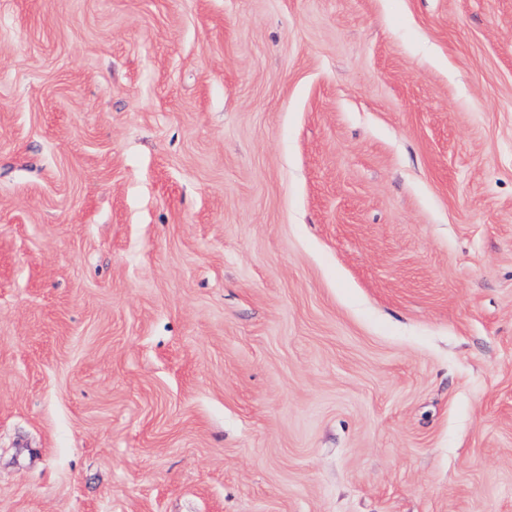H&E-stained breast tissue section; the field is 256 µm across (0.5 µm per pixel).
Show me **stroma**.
<instances>
[{
	"mask_svg": "<svg viewBox=\"0 0 512 512\" xmlns=\"http://www.w3.org/2000/svg\"><path fill=\"white\" fill-rule=\"evenodd\" d=\"M0 512H512V0H0Z\"/></svg>",
	"mask_w": 512,
	"mask_h": 512,
	"instance_id": "stroma-1",
	"label": "stroma"
}]
</instances>
